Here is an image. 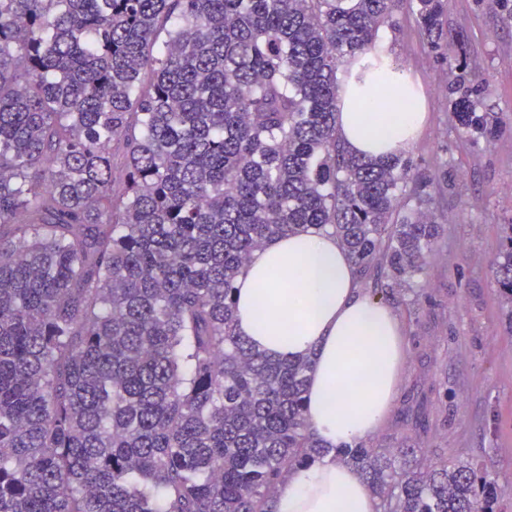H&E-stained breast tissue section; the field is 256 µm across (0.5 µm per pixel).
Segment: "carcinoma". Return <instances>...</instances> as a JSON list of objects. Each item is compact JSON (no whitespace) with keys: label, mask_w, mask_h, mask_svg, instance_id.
I'll return each instance as SVG.
<instances>
[{"label":"carcinoma","mask_w":512,"mask_h":512,"mask_svg":"<svg viewBox=\"0 0 512 512\" xmlns=\"http://www.w3.org/2000/svg\"><path fill=\"white\" fill-rule=\"evenodd\" d=\"M406 7L448 0H0V512H275L330 451L313 357L237 332L233 291L276 237L334 235L394 295L442 226L452 169L347 152L337 72ZM471 138L496 119L448 83ZM491 273L512 306V224ZM380 512H496L477 464L336 449Z\"/></svg>","instance_id":"carcinoma-1"}]
</instances>
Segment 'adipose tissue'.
I'll return each instance as SVG.
<instances>
[{"instance_id":"obj_1","label":"adipose tissue","mask_w":512,"mask_h":512,"mask_svg":"<svg viewBox=\"0 0 512 512\" xmlns=\"http://www.w3.org/2000/svg\"><path fill=\"white\" fill-rule=\"evenodd\" d=\"M362 70L352 61L339 89L338 128L349 153L379 158L406 153L426 124L420 85L387 53ZM377 113L365 125L363 109ZM238 330L276 358L313 355L306 393L311 431L328 448L372 435L392 408L404 361L400 325L378 297L362 292L356 267L325 232L277 238L255 251L236 281ZM265 306L268 318L253 313ZM276 512H379V501L353 469L322 460L280 483Z\"/></svg>"}]
</instances>
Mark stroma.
I'll return each instance as SVG.
<instances>
[{
	"label": "stroma",
	"mask_w": 512,
	"mask_h": 512,
	"mask_svg": "<svg viewBox=\"0 0 512 512\" xmlns=\"http://www.w3.org/2000/svg\"><path fill=\"white\" fill-rule=\"evenodd\" d=\"M398 18V26H380L377 40L421 80L427 112L406 158L421 171L454 168L457 177L431 185L443 234L413 291L389 305L405 359L390 414L366 442L401 447L415 436L410 418L422 417L428 455L477 463L504 491L501 512H512V312L490 272L501 227L512 224V22L503 20L498 0H449L447 37L436 52L411 13ZM461 31L469 36L463 52L455 42ZM462 62L486 88V111L501 120L492 140L463 137L452 121L442 88ZM412 299L420 307L415 318L405 309Z\"/></svg>",
	"instance_id": "stroma-1"
}]
</instances>
